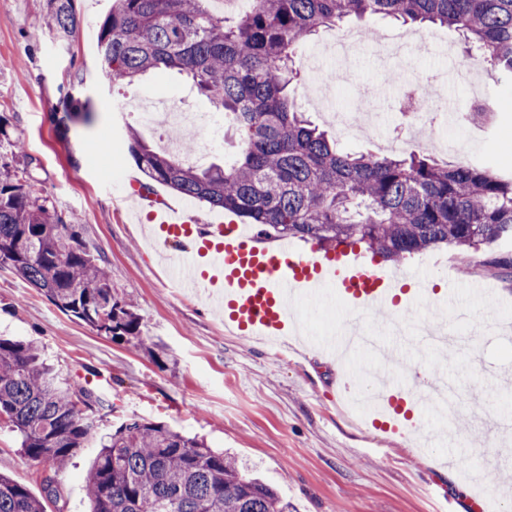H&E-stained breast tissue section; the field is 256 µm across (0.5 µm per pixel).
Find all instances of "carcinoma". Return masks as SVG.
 Listing matches in <instances>:
<instances>
[{"mask_svg":"<svg viewBox=\"0 0 512 512\" xmlns=\"http://www.w3.org/2000/svg\"><path fill=\"white\" fill-rule=\"evenodd\" d=\"M207 0H115L99 32L98 81L133 83L171 71L191 82L240 136L239 151L197 168L150 146L126 125L128 148L152 181L245 219L262 237L312 240L323 248L363 243L383 261L446 245L466 269L481 247L512 240V178L422 150L398 158L336 149L304 118L300 48L322 27L386 15L459 31L467 54L487 56L512 84V0H251L238 19ZM57 39L76 34L72 0H51ZM90 120L78 100L58 125ZM0 269L42 292L60 311L143 348L128 304L112 296L107 271L72 216L49 206L38 183L0 166ZM102 401L46 363L32 341L0 337V419L23 453L60 468L94 426ZM90 512H290L288 501L240 467L162 422L126 419L101 444L85 478ZM0 512H45L26 487L0 474Z\"/></svg>","mask_w":512,"mask_h":512,"instance_id":"carcinoma-1","label":"carcinoma"}]
</instances>
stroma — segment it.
<instances>
[{
  "label": "stroma",
  "instance_id": "35a3bbf8",
  "mask_svg": "<svg viewBox=\"0 0 512 512\" xmlns=\"http://www.w3.org/2000/svg\"><path fill=\"white\" fill-rule=\"evenodd\" d=\"M49 4L0 0V164L37 181L57 211L76 214L86 246L106 263L114 297L131 305L153 352L144 354L62 313L36 288L0 270V336L35 342L64 374L105 402L85 448L70 459L58 496L45 499V512H87L84 476L99 439L131 416L166 423L233 453L240 465L274 485L293 512H463V499L474 493L463 476L467 469L482 476L483 490L495 498L499 512H512V499L502 495L503 486H512V448L505 435L482 427L471 410L477 394L484 413L512 422V411L500 408L505 396L500 377L512 372V281L490 268L477 270L474 277L489 285V294L464 296L461 311L437 317L449 332L469 336L471 351L433 353L415 338L401 356L453 386L456 451L418 447L404 427L394 432L368 421L353 424L336 406L337 366L318 348L319 341L337 334L343 300L302 299L299 307L312 338L291 340L281 350L247 333L226 331L223 313L206 310L201 295L187 298L171 285L166 261L155 248L159 228L146 215L130 214L112 190L116 171L125 181L148 183L128 151L116 104L142 93L170 97L199 112L210 111V103L174 73L150 74L131 85H100V58L87 43L96 40L112 0H73L79 25L66 45L44 28ZM363 29L377 31L383 41L416 43L409 67L399 69L393 85H386L388 68L376 61L368 43L356 51L345 81L333 84L338 61L322 55V48ZM464 55L461 36L440 25L346 18L320 29L302 49L301 110L345 152L395 156L399 150L391 141L407 121L399 91L414 83L430 90L436 104L426 120L452 145L438 151V158L512 177V87L482 66L479 93L460 75L443 84L450 59ZM359 92L374 96L383 115L377 137L336 127L327 118L350 111ZM69 94L93 112L91 125L75 119L57 128L52 114ZM448 95L461 107L475 96L495 105L497 122L462 126L449 120L442 102ZM381 268L403 278L417 273L437 289L449 278L464 287L470 280L461 276L457 255L447 247ZM49 471L48 464L28 460L18 435L0 422V473L42 497Z\"/></svg>",
  "mask_w": 512,
  "mask_h": 512
}]
</instances>
